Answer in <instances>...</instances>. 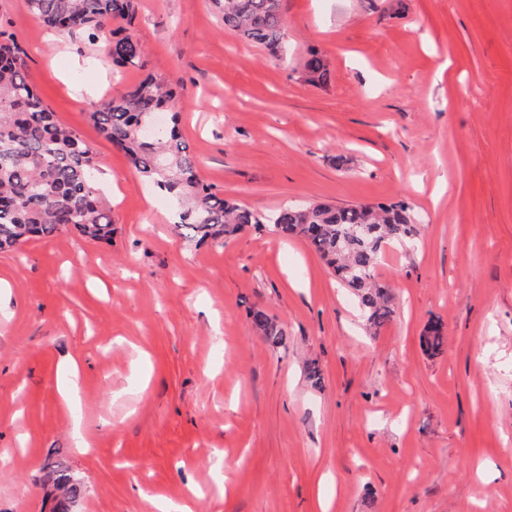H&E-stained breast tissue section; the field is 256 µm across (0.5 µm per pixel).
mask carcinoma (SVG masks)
<instances>
[{"mask_svg":"<svg viewBox=\"0 0 512 512\" xmlns=\"http://www.w3.org/2000/svg\"><path fill=\"white\" fill-rule=\"evenodd\" d=\"M34 19L64 36L79 35L103 46L118 66H146V50L130 31L135 0H27ZM224 30L275 55L286 36L282 0H213ZM27 53L6 16L0 14V250H16L34 238L77 233L112 243V208L101 186L92 148L66 126L31 83ZM303 75L311 85L331 76L329 61L309 53ZM176 89L152 75L95 106L90 121L134 169L175 207L174 226L195 243L222 244L247 228H271L288 238L301 236L348 288L370 334L393 315L388 294L375 280L382 250L390 244L416 245L421 227L403 203L336 206L325 202L282 207L272 216L220 196L198 175L197 162L178 130ZM273 345L284 330L263 311L252 315ZM426 354L443 352L440 323L421 338ZM53 485L64 491L52 512H70L81 495L69 468L52 466Z\"/></svg>","mask_w":512,"mask_h":512,"instance_id":"cac0c4a2","label":"carcinoma"}]
</instances>
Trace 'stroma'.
<instances>
[{
    "label": "stroma",
    "instance_id": "35a3bbf8",
    "mask_svg": "<svg viewBox=\"0 0 512 512\" xmlns=\"http://www.w3.org/2000/svg\"><path fill=\"white\" fill-rule=\"evenodd\" d=\"M282 8L277 60L210 0H136L147 66L116 73L0 0L32 83L100 160L115 228L0 253V512H50V459L80 512H512V0ZM313 50L327 86L303 78ZM149 73L182 87V138L225 197L410 204L420 242L384 249L378 335L306 240L178 234L88 117ZM252 322L256 328L270 341L274 346L283 343L284 330L281 326L263 311H256L252 315ZM421 345L426 354L435 356L443 352L445 336L439 322L431 323L421 338Z\"/></svg>",
    "mask_w": 512,
    "mask_h": 512
}]
</instances>
